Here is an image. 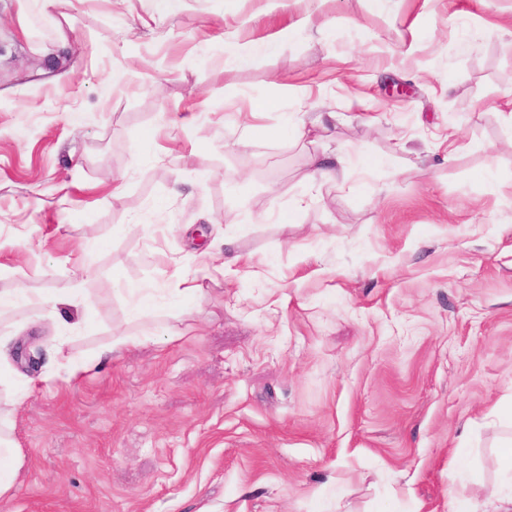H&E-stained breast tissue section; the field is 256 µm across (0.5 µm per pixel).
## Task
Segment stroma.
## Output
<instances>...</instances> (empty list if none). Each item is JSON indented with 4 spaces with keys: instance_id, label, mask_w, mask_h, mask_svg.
I'll return each mask as SVG.
<instances>
[{
    "instance_id": "stroma-1",
    "label": "stroma",
    "mask_w": 512,
    "mask_h": 512,
    "mask_svg": "<svg viewBox=\"0 0 512 512\" xmlns=\"http://www.w3.org/2000/svg\"><path fill=\"white\" fill-rule=\"evenodd\" d=\"M211 244L238 264L176 302ZM81 248L75 360L143 342L20 404L12 362L0 512H512V0H0V282ZM63 327L0 314L33 354ZM311 182L332 181L336 179V166L332 158L328 156L314 157L312 166L307 175ZM0 498L8 497L15 486L23 464L20 448L5 434L2 435V418H0Z\"/></svg>"
}]
</instances>
